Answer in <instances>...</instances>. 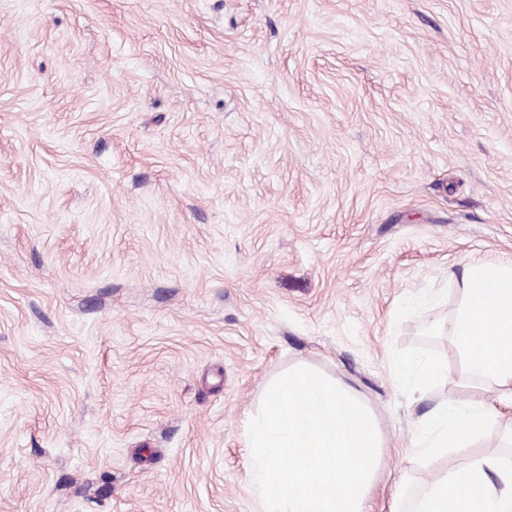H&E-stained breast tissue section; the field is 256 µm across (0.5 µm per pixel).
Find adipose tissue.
Instances as JSON below:
<instances>
[{
	"instance_id": "adipose-tissue-1",
	"label": "adipose tissue",
	"mask_w": 512,
	"mask_h": 512,
	"mask_svg": "<svg viewBox=\"0 0 512 512\" xmlns=\"http://www.w3.org/2000/svg\"><path fill=\"white\" fill-rule=\"evenodd\" d=\"M462 296L448 320V334L463 361L461 387L480 381L512 405V265L469 264ZM499 412L481 399L435 406L420 424V451L429 458L471 445ZM409 512H512V460L481 456L424 485Z\"/></svg>"
}]
</instances>
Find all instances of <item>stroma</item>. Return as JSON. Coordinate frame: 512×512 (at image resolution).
<instances>
[{
  "mask_svg": "<svg viewBox=\"0 0 512 512\" xmlns=\"http://www.w3.org/2000/svg\"><path fill=\"white\" fill-rule=\"evenodd\" d=\"M473 262L512 263V0H0V512H260L297 366L382 432L366 512L506 452L418 451ZM409 372L415 373L419 385L424 386L443 375L445 368L435 361L419 358L400 365L399 373L401 376H405Z\"/></svg>",
  "mask_w": 512,
  "mask_h": 512,
  "instance_id": "35a3bbf8",
  "label": "stroma"
}]
</instances>
